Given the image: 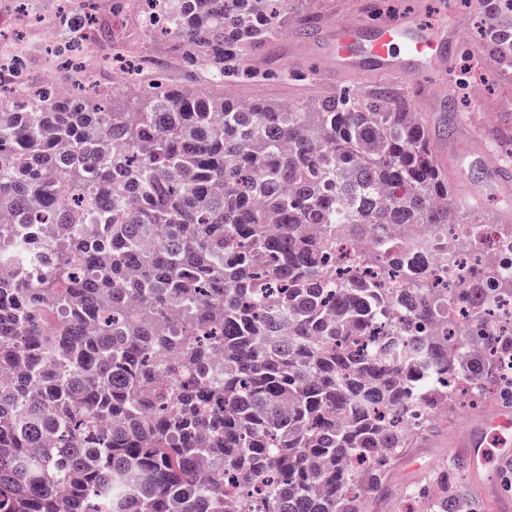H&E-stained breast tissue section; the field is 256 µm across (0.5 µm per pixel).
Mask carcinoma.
I'll list each match as a JSON object with an SVG mask.
<instances>
[{"label":"carcinoma","instance_id":"cac0c4a2","mask_svg":"<svg viewBox=\"0 0 512 512\" xmlns=\"http://www.w3.org/2000/svg\"><path fill=\"white\" fill-rule=\"evenodd\" d=\"M172 55L213 81L248 46L320 15L294 0H142ZM485 44L512 31L483 0ZM79 42L84 19L61 21ZM71 73L0 95V512H367L465 372L512 403V281L486 268L448 299L427 229L459 223L420 113L388 87L293 104ZM86 218L84 236L69 226ZM23 224H56L26 288ZM377 239L375 271L326 279L329 243ZM406 495L473 512L441 469Z\"/></svg>","mask_w":512,"mask_h":512}]
</instances>
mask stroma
Wrapping results in <instances>:
<instances>
[{"label":"stroma","mask_w":512,"mask_h":512,"mask_svg":"<svg viewBox=\"0 0 512 512\" xmlns=\"http://www.w3.org/2000/svg\"><path fill=\"white\" fill-rule=\"evenodd\" d=\"M368 3L378 11L416 10L425 23L441 19L451 12L460 20V39L450 47L446 74L449 80L460 75L459 63L463 57L482 60L489 52L478 40L476 29L479 17L476 11H462L459 0H305L303 7L319 12L322 22L342 21ZM25 14H18L11 0H0V56H16L22 62L25 81L37 84L44 69L60 68L61 57L69 42L67 32H59L54 43L42 41V28L58 25L63 12H88L101 29L118 28L120 37L117 53L126 54L128 61L140 65L143 80H150L156 72H163L168 81L189 89L212 90L207 70L189 69L172 56L165 42L145 27L136 16L126 19L113 16L101 0H26ZM278 57L251 75L226 80L225 91L237 97L286 100L292 103L318 100L341 92L360 93L380 85H387L410 96L413 109L419 112L430 139L445 138L448 155L441 167L452 190L484 180L483 169L475 165H460L462 153L484 143L489 165L503 166L507 147L493 146L485 141L489 125L512 127V78L499 75L494 91L483 94L480 102L471 108L462 120L441 117L440 110L430 102L416 97L413 82L406 77L365 78L347 76L337 82H325L321 46L315 35L278 40L274 46ZM468 425L467 418L452 415L437 426L414 437L404 455L395 463L388 478L392 495L380 501H370L367 512H401L397 496L399 489L422 482L433 471L448 467L455 472L463 493L479 503L480 512H512V473L500 475L489 470L487 477L471 478L459 454L448 453L443 443L456 436Z\"/></svg>","instance_id":"obj_1"}]
</instances>
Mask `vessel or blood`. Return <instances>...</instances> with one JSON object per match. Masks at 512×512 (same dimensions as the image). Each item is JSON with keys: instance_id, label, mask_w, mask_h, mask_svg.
Segmentation results:
<instances>
[{"instance_id": "obj_1", "label": "vessel or blood", "mask_w": 512, "mask_h": 512, "mask_svg": "<svg viewBox=\"0 0 512 512\" xmlns=\"http://www.w3.org/2000/svg\"><path fill=\"white\" fill-rule=\"evenodd\" d=\"M459 27L453 18L426 26L411 13L374 20L362 14L330 24L325 57L329 70L339 73L365 76L375 71L408 77L417 95L442 102L448 96L442 77L447 46ZM456 445L465 449V466L473 474L486 470L496 456L512 454V407L474 409Z\"/></svg>"}]
</instances>
